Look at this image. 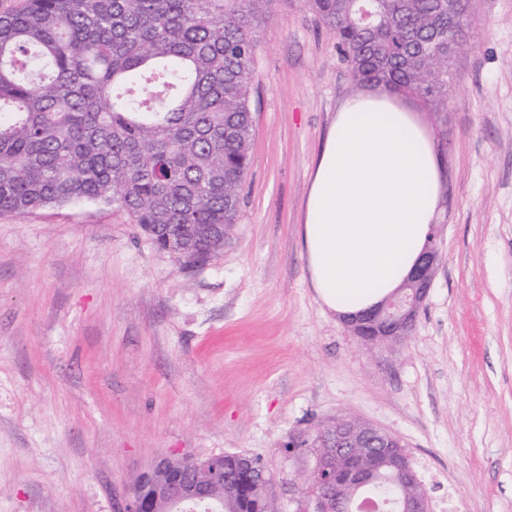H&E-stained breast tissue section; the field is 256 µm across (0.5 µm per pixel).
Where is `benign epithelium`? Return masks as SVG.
<instances>
[{"label":"benign epithelium","mask_w":512,"mask_h":512,"mask_svg":"<svg viewBox=\"0 0 512 512\" xmlns=\"http://www.w3.org/2000/svg\"><path fill=\"white\" fill-rule=\"evenodd\" d=\"M464 29V16L459 0H448V32ZM438 231H433L427 248L417 267L408 278L409 288L399 289L372 309L355 314L341 315L340 321L360 336L375 338L382 346L404 344L409 337L419 312L428 297L437 263L439 249ZM168 254L187 265H203L215 254L216 249H205L195 240L177 237L170 242ZM320 447L326 452L319 456L314 474L317 480L312 486L314 510L312 512H342L344 505L335 501L336 472L331 465L332 457L350 448L360 449L351 453L350 476L359 484L371 480L373 462L381 448H392V466L408 477L417 479L409 456L400 440L393 434L369 423L348 427L342 423L318 435ZM213 459L203 461L172 456L159 457L151 469L141 475L130 491L123 512H169L177 504L208 503L213 500L210 491L218 478L210 472Z\"/></svg>","instance_id":"obj_1"}]
</instances>
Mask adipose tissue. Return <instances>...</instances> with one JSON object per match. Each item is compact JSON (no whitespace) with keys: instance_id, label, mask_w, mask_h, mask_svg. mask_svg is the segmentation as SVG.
Returning a JSON list of instances; mask_svg holds the SVG:
<instances>
[{"instance_id":"adipose-tissue-1","label":"adipose tissue","mask_w":512,"mask_h":512,"mask_svg":"<svg viewBox=\"0 0 512 512\" xmlns=\"http://www.w3.org/2000/svg\"><path fill=\"white\" fill-rule=\"evenodd\" d=\"M443 162L405 97L379 86L339 105L313 166L302 242L338 314L372 308L409 276L443 204Z\"/></svg>"}]
</instances>
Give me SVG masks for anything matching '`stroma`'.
Instances as JSON below:
<instances>
[{"label": "stroma", "instance_id": "obj_1", "mask_svg": "<svg viewBox=\"0 0 512 512\" xmlns=\"http://www.w3.org/2000/svg\"><path fill=\"white\" fill-rule=\"evenodd\" d=\"M467 30L429 124L439 266L401 349L367 350L310 283L313 162L354 87L300 0L256 31L243 202L206 264L112 206L0 213V512H123L158 457L225 453L304 512L314 453L287 442L343 413L400 438L434 510L512 512V0H471Z\"/></svg>", "mask_w": 512, "mask_h": 512}]
</instances>
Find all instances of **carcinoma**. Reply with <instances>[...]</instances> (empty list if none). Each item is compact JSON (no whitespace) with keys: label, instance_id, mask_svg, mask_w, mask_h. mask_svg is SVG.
<instances>
[{"label":"carcinoma","instance_id":"cac0c4a2","mask_svg":"<svg viewBox=\"0 0 512 512\" xmlns=\"http://www.w3.org/2000/svg\"><path fill=\"white\" fill-rule=\"evenodd\" d=\"M353 84L385 83L431 112L448 94V0H303ZM276 0H24L0 14V212L115 205L155 245L236 223L250 164L254 31ZM223 512H279L258 459L224 455ZM337 494L386 512L418 495L389 467Z\"/></svg>","mask_w":512,"mask_h":512}]
</instances>
